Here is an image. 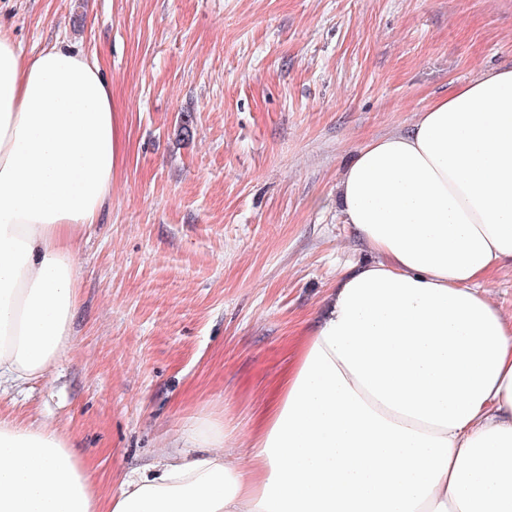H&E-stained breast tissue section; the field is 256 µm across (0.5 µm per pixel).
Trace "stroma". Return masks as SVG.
<instances>
[{
    "instance_id": "stroma-1",
    "label": "stroma",
    "mask_w": 512,
    "mask_h": 512,
    "mask_svg": "<svg viewBox=\"0 0 512 512\" xmlns=\"http://www.w3.org/2000/svg\"><path fill=\"white\" fill-rule=\"evenodd\" d=\"M0 26L112 80L124 153L80 239L73 347L0 394L104 498L200 419L247 455L337 275L371 258L337 201L356 149L512 66V0H0Z\"/></svg>"
}]
</instances>
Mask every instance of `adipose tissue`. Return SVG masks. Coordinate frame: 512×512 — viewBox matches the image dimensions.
<instances>
[{"mask_svg": "<svg viewBox=\"0 0 512 512\" xmlns=\"http://www.w3.org/2000/svg\"><path fill=\"white\" fill-rule=\"evenodd\" d=\"M121 156L112 82L0 29V390L71 344L75 243ZM370 262L345 268L248 459L223 422L95 494L56 430L0 415V512H512V67L366 142L338 186ZM486 287L490 289L497 303L505 311L512 312V270L510 268L506 267L496 272Z\"/></svg>", "mask_w": 512, "mask_h": 512, "instance_id": "obj_1", "label": "adipose tissue"}]
</instances>
